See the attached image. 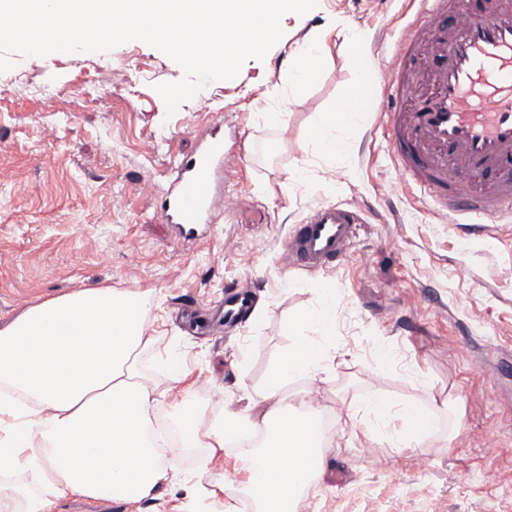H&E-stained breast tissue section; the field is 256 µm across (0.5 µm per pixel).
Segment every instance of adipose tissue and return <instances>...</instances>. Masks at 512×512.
<instances>
[{
	"instance_id": "1",
	"label": "adipose tissue",
	"mask_w": 512,
	"mask_h": 512,
	"mask_svg": "<svg viewBox=\"0 0 512 512\" xmlns=\"http://www.w3.org/2000/svg\"><path fill=\"white\" fill-rule=\"evenodd\" d=\"M359 107L326 113L310 139L344 161L343 134ZM339 298L321 289L315 304L290 323L292 340L272 365L262 390L242 412L205 426L197 410L174 413L186 448H204L191 492L201 491L210 461L234 437L252 431L266 439L247 465L243 489L257 512H295L304 484L324 469L333 436L307 398L292 402L288 385L314 378L331 363ZM143 292L82 288L28 307L0 329V387L27 405L0 397V473H21L26 483H0V512H54L68 494L137 503L160 498L169 467L157 459L149 411L157 392L136 354L148 341Z\"/></svg>"
}]
</instances>
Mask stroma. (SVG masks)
I'll list each match as a JSON object with an SVG mask.
<instances>
[{"mask_svg": "<svg viewBox=\"0 0 512 512\" xmlns=\"http://www.w3.org/2000/svg\"><path fill=\"white\" fill-rule=\"evenodd\" d=\"M407 0H318L281 19L264 59L210 83L174 115L157 84L182 67L145 42L107 53H0V328L29 305L81 288L148 293L138 355L157 391L154 423L186 400L208 420L242 410L288 346V322L321 288L340 299L324 381L301 378L330 409L336 442L305 512H512V220L476 231L447 223L416 187H400L378 115L344 135L346 160L314 150L310 131L353 88L357 68H385ZM326 36L323 63L290 82L306 38ZM224 123L219 186L235 199L206 236L174 243L161 206L174 164ZM365 218L348 254L320 271L292 269L281 242L311 210ZM229 286L251 289L240 325L206 330ZM249 347L239 369L241 347ZM185 375L171 387L168 359ZM421 412L410 447L366 443L362 405ZM372 445L374 458L361 450ZM225 446L206 480L238 504L247 479ZM180 484L135 505L65 497L63 512H197Z\"/></svg>", "mask_w": 512, "mask_h": 512, "instance_id": "obj_1", "label": "stroma"}]
</instances>
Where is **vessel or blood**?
Returning a JSON list of instances; mask_svg holds the SVG:
<instances>
[{"label": "vessel or blood", "mask_w": 512, "mask_h": 512, "mask_svg": "<svg viewBox=\"0 0 512 512\" xmlns=\"http://www.w3.org/2000/svg\"><path fill=\"white\" fill-rule=\"evenodd\" d=\"M410 8L375 101L400 183L420 188L453 223L500 222L512 216V0H497L489 12L466 0H410ZM223 166V137L199 140L176 167L161 209L166 223L188 233L215 223ZM486 178L490 188L478 189ZM361 222L351 208L315 210L283 240L289 267L340 261ZM249 300L248 290L234 289L225 319L242 315Z\"/></svg>", "instance_id": "vessel-or-blood-1"}]
</instances>
